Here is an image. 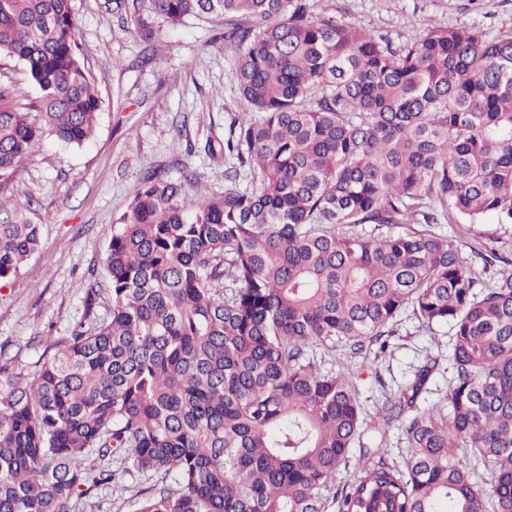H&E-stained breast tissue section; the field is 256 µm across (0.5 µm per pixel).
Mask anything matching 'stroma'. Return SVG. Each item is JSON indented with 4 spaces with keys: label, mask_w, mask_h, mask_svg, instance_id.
Here are the masks:
<instances>
[{
    "label": "stroma",
    "mask_w": 512,
    "mask_h": 512,
    "mask_svg": "<svg viewBox=\"0 0 512 512\" xmlns=\"http://www.w3.org/2000/svg\"><path fill=\"white\" fill-rule=\"evenodd\" d=\"M319 10L344 16L401 42L434 26L496 30L512 22V0H317ZM80 19L81 60L94 78L102 106L93 137L80 147L44 140L22 164L5 192L0 221L38 225L40 247L10 285L0 287V365L26 373L50 339L71 335L84 319L81 281H104L112 228L127 210L144 172L163 170L180 178L196 173L195 187L206 195L223 193L225 164L204 151L206 140H227L240 110L233 79L235 56L225 50L224 22L191 17L162 26L158 45L145 43L125 22L122 0H72ZM0 89L19 108L39 95L16 58L0 55ZM462 256L492 281L512 262V224H442ZM495 249L498 259L484 265L480 253ZM448 326L426 330L403 312L385 350L353 351L317 347L312 359L321 372L347 376L364 411L360 445L404 467L410 450L401 424L385 434L373 425L387 393L409 383L428 359L437 365L418 398L419 408L443 406L452 368ZM143 476L126 490L100 487L79 501L74 512H133L131 494L153 485Z\"/></svg>",
    "instance_id": "35a3bbf8"
}]
</instances>
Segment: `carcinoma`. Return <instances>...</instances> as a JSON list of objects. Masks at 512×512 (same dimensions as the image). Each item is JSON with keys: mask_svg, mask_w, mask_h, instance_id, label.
<instances>
[{"mask_svg": "<svg viewBox=\"0 0 512 512\" xmlns=\"http://www.w3.org/2000/svg\"><path fill=\"white\" fill-rule=\"evenodd\" d=\"M224 19L235 52L237 133L224 193L196 196L149 169L114 225L85 317L34 370L0 365V512H72L125 475L135 512H512V270L486 283L439 224H512V27L434 26L395 42L317 11L316 0H131L159 24ZM71 0H0V54L40 96L0 93L4 188L45 138L81 146L101 101L80 59ZM250 185L234 187L239 170ZM40 242L0 222V283ZM410 308L448 325L446 405L417 399L437 360L386 398L404 422L406 471L350 462L364 424L353 385L322 373L317 346L361 351ZM119 461L86 467L90 454ZM491 475L482 485L475 467Z\"/></svg>", "mask_w": 512, "mask_h": 512, "instance_id": "carcinoma-1", "label": "carcinoma"}]
</instances>
